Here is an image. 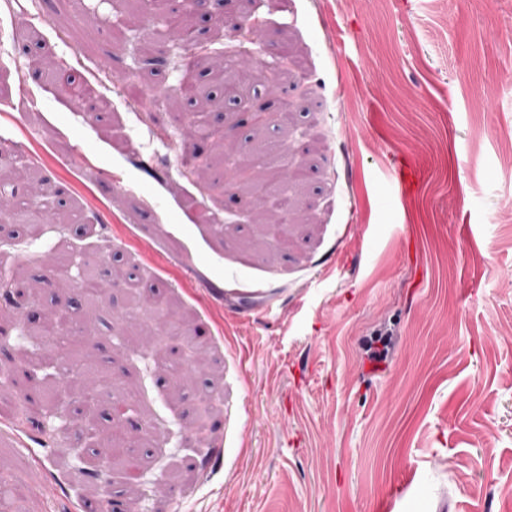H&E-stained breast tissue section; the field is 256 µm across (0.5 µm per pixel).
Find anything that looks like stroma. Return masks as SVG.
Here are the masks:
<instances>
[{
    "label": "stroma",
    "mask_w": 512,
    "mask_h": 512,
    "mask_svg": "<svg viewBox=\"0 0 512 512\" xmlns=\"http://www.w3.org/2000/svg\"><path fill=\"white\" fill-rule=\"evenodd\" d=\"M126 9L0 0V151L49 194L16 181L26 221L0 228L14 301L0 316V403L26 394L39 409L21 434L0 422V467L45 485L19 512H93L105 488L121 512H382L398 491L401 512H512V223L499 219L512 210V0H224L223 22L199 18L200 45L235 55L234 27L261 17V58L291 41L308 93L247 81L207 143L187 133L179 85L219 84L182 69L151 0L115 42ZM48 58L65 75L48 77ZM76 79L98 97L73 101ZM134 79L163 99L128 102ZM289 97L298 135L269 122L254 136L255 112ZM260 138L289 142L308 168L297 203L309 221L287 225L282 246L254 223V196L224 190L225 146ZM402 153L426 171L411 196L391 182ZM187 155L205 180L186 174ZM83 267L109 285L75 314L112 390L50 402L41 377L69 351L26 316L70 300L62 272ZM160 303L185 338L164 333ZM385 329L394 348L376 364L364 345ZM193 345L205 365L173 393L157 361L183 363ZM111 431L137 437L135 487L90 478Z\"/></svg>",
    "instance_id": "obj_1"
}]
</instances>
